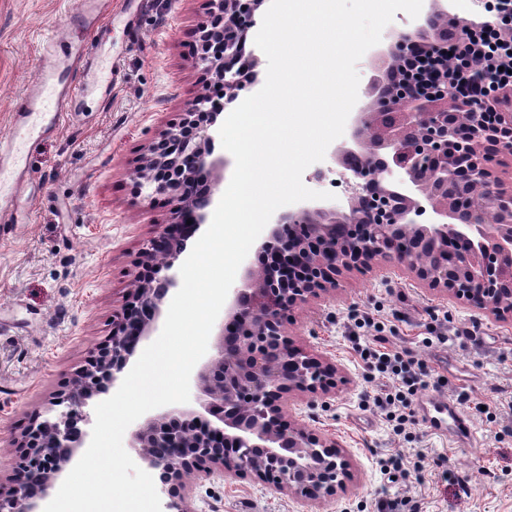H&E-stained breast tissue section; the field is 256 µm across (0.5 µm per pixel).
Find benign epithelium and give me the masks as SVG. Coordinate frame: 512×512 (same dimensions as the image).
<instances>
[{
	"instance_id": "obj_1",
	"label": "benign epithelium",
	"mask_w": 512,
	"mask_h": 512,
	"mask_svg": "<svg viewBox=\"0 0 512 512\" xmlns=\"http://www.w3.org/2000/svg\"><path fill=\"white\" fill-rule=\"evenodd\" d=\"M212 2L213 21L198 31L196 65L224 85L232 103L243 89L240 40L256 26L255 9L265 0ZM431 14L450 32L480 20L444 11L441 0ZM423 31L417 25L395 35L393 60L422 48L432 52L436 44L416 37ZM475 80L495 88L488 103L452 88L407 100L378 95L355 116L349 145L333 150L346 167L353 165L348 153L360 158L347 206L311 200L272 217L259 248L270 260L247 270L234 289L217 353L197 374L199 409L168 410L131 434L130 447L161 484L162 512H195L186 483L192 474L251 473L304 503L331 497L352 480L335 441L285 420L291 393L336 387V367L295 346L286 324L295 309L335 290L342 272H365L383 259L430 290L496 317L512 305V182L501 170L512 159V84L492 72ZM223 122L224 113L200 97L183 125L149 146L137 171L140 194L176 196V219L143 247L148 275L138 279L112 340L29 430L26 464L13 493L0 498V512H44L57 477L86 443V407L109 393L138 343L154 331L178 285L188 241L208 223L219 192L213 173L224 157L213 153ZM156 448L171 453L161 456Z\"/></svg>"
}]
</instances>
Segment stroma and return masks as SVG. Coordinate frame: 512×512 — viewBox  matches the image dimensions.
Segmentation results:
<instances>
[{"label":"stroma","instance_id":"obj_1","mask_svg":"<svg viewBox=\"0 0 512 512\" xmlns=\"http://www.w3.org/2000/svg\"><path fill=\"white\" fill-rule=\"evenodd\" d=\"M110 17L93 40L100 84L61 130L20 148L28 224L0 228V494L9 495L31 423L68 391L112 335L135 288L146 242L171 222L172 195L147 202L135 174L148 145L179 124L210 79L194 65L195 31L210 0H0V138L12 131L41 63L38 46L71 21ZM416 22L397 12L357 65L356 110L371 101L372 56ZM335 296L300 306L295 345L336 364L329 393L290 398V418L330 437L354 479L316 504L247 475L191 480L195 512H512V317L499 319L389 268L343 273ZM385 325L386 346L422 364L428 395L454 399L473 421L470 442L413 421L396 434L376 402L384 381L350 338L353 318ZM445 384H437V377ZM402 456L389 477L381 459Z\"/></svg>","mask_w":512,"mask_h":512}]
</instances>
